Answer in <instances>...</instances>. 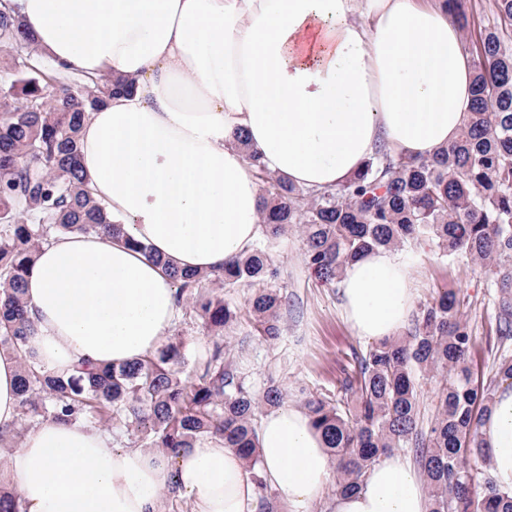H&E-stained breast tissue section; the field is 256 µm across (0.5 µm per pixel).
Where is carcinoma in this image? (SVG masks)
<instances>
[{"instance_id": "obj_1", "label": "carcinoma", "mask_w": 512, "mask_h": 512, "mask_svg": "<svg viewBox=\"0 0 512 512\" xmlns=\"http://www.w3.org/2000/svg\"><path fill=\"white\" fill-rule=\"evenodd\" d=\"M494 3L496 22L479 33L472 108L455 143L420 159L381 148L344 182L311 192L266 173L237 137L260 186L259 237L217 274L166 268L177 304L208 332L204 353L188 360L183 337L174 336L132 364L85 365L62 378L28 355L25 277L40 245L70 232H103L148 252L93 198L78 154L87 114L129 84L110 75L63 82L40 72L21 16L0 0V64L14 75L0 89V352L20 366V430L9 437L0 431V446L19 442L22 430L47 417L81 418L130 446L170 452L220 436L245 459L262 512H278L276 490L262 476L256 420L282 405L288 389L271 379L256 391L224 331L244 320L263 341L282 335L273 253L290 230L302 236L308 268L329 285L369 252L412 244L478 264L496 288L497 334L512 339V0ZM241 285L255 288L244 310L223 293ZM466 304L457 292H438L420 305L406 334L353 353L338 393H303L304 410L336 461V492L358 490L372 465L410 448L427 482L428 512H512V494L478 471L489 462L479 429L500 385L512 383V355L475 382ZM421 378L437 391L425 428ZM0 512H20L16 492L2 481Z\"/></svg>"}]
</instances>
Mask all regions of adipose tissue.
Returning a JSON list of instances; mask_svg holds the SVG:
<instances>
[{
  "label": "adipose tissue",
  "instance_id": "obj_1",
  "mask_svg": "<svg viewBox=\"0 0 512 512\" xmlns=\"http://www.w3.org/2000/svg\"><path fill=\"white\" fill-rule=\"evenodd\" d=\"M39 52L88 76L132 80L90 112L83 172L113 222L148 245L70 233L44 243L26 276L41 366L122 365L155 353L180 315L164 270L221 271L260 231V190L237 135L266 170L320 191L361 170L379 145L417 158L458 137L473 66L438 0H14ZM409 266L380 250L343 274L356 334L400 333L414 303ZM19 364L0 355V429L17 427ZM494 476L512 491V386L480 429ZM263 473L290 512H310L335 468L302 410L265 413ZM22 512H165L175 491L191 512H256L258 493L222 438L178 452L115 446L83 420H42L0 457ZM332 512H427L416 470L391 456Z\"/></svg>",
  "mask_w": 512,
  "mask_h": 512
}]
</instances>
